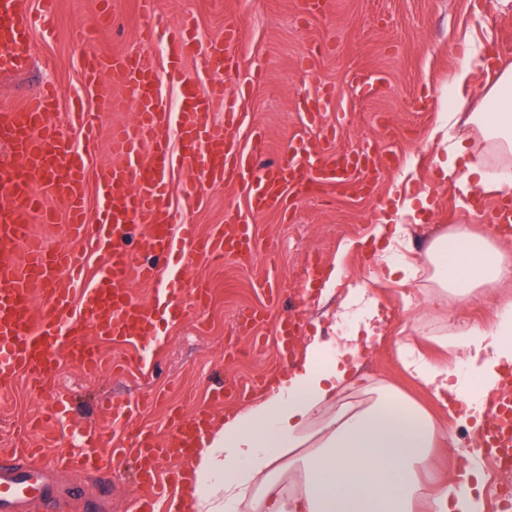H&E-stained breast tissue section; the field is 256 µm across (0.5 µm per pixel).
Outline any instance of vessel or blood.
Here are the masks:
<instances>
[{"mask_svg":"<svg viewBox=\"0 0 512 512\" xmlns=\"http://www.w3.org/2000/svg\"><path fill=\"white\" fill-rule=\"evenodd\" d=\"M34 27L26 0H0L1 73L27 69ZM240 43L236 26H225L222 37L202 43L186 23L169 31L163 68L134 54L88 56L83 69L88 87L102 90L107 80L114 79L134 94V121L112 128V150L120 161L110 166L92 164L95 113H72L70 124L80 133L76 143L55 124L59 101L55 86L42 87L22 106L0 108V142L9 145L16 157L11 169L0 171V190L7 195L0 203L1 387L20 377L43 386L65 361L97 370L100 348L82 339L88 329L132 346L140 368H148L160 338L158 310L178 319L208 305L210 293L204 287L187 296L178 288H159L150 301L131 295V287L158 281L165 269L141 261L124 247L128 229H138L145 252L177 254L178 265L167 269L174 276L199 256L221 259L230 254L248 267L256 257L249 214L284 209L289 198L309 186L344 184L356 171L375 179L381 176L383 164L367 152H330L336 130L324 122L334 96L328 88L306 99L304 124L318 129V138L298 137L290 142L284 161L258 167L253 151L241 147L233 135L244 120L242 105L252 93V80L222 97L199 91L196 78L185 71L187 58L194 56L199 60L196 77L221 79L239 69ZM166 78L182 90V103L173 117L160 93ZM216 112L224 115L220 132L209 122ZM170 125L178 142L174 148L164 135ZM177 166L198 171L186 186L188 196H201L208 185L237 187L247 196L248 215L204 235L196 225L173 223L168 183ZM91 185L97 192V216L92 222L86 214ZM49 197L58 202V210L46 207ZM60 213L68 236L103 255L96 270H89L84 254L49 248L32 233L33 218L50 224ZM142 407L136 399H113L107 413L122 431L108 446L95 426L72 429L58 422L55 438H70L72 447L54 461H44L38 448L10 449L8 462H0V512H41L49 505L61 512L71 491L59 484L56 475L77 467L107 473L133 464L139 488L137 512H155L161 500L185 493L187 473L181 461L192 454L209 409L203 406L191 415L175 417L169 435L161 440L152 430L133 428ZM499 413L489 439L506 456L512 454V405Z\"/></svg>","mask_w":512,"mask_h":512,"instance_id":"obj_1","label":"vessel or blood"}]
</instances>
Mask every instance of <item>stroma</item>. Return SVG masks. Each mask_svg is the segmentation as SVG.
I'll return each instance as SVG.
<instances>
[{
  "instance_id": "1",
  "label": "stroma",
  "mask_w": 512,
  "mask_h": 512,
  "mask_svg": "<svg viewBox=\"0 0 512 512\" xmlns=\"http://www.w3.org/2000/svg\"><path fill=\"white\" fill-rule=\"evenodd\" d=\"M303 0H158L155 22L159 30L178 26L192 17L197 36L210 40L224 34L225 23L237 24L243 33L241 71L224 76L226 91L243 81V71L259 66L261 78L244 103L245 124L235 136L249 145L252 128H260L266 150L260 165L279 160L289 142L307 135L302 101L318 88L328 87L336 99L325 114L336 128L339 150L375 148L414 159L412 172L395 168L385 172L373 192L360 181L346 186L329 185L317 195L299 197L287 210L255 215L254 231L261 246L257 262L248 268L234 258L220 261L196 259L175 282L183 289L205 282L211 291L204 312L160 327L162 340L152 372L130 367L123 374L102 371L92 374L81 367L61 364L46 386H30L18 379L0 390V449L33 447L38 433H24L26 424L38 421L41 411L56 396H68L72 417L104 425V409L111 398H148L137 422L158 436L170 429L172 411L194 413L205 405L215 381L253 386L261 397L263 385L289 371L294 362L283 357L273 342L278 322L288 309H296L302 321L301 338L332 336L333 316L348 289H363L375 298L383 321L380 343L358 359L361 375L369 382L391 384L432 414L444 408L402 369L398 343L417 342L431 360L448 358L449 350L437 341L439 333L461 324H489L495 319L490 298L449 303L447 309L430 313L427 299L434 290L428 277L408 284L389 279L382 259L385 240L373 230L389 201L392 188L403 198L428 192L435 207L415 226L409 248L423 258L428 244L455 226L488 231L495 194L481 197L482 212L470 215L459 203L453 183L442 176L443 153L428 139L441 94L471 46H493L499 61L512 63V0H323L320 13L310 15ZM30 10L51 18L49 27H37L31 41L32 67L15 76H0V106H17L46 83L62 92L57 106L61 127H68L72 94H81L87 108L99 115V149L96 161L114 163L112 125L133 119L123 103L128 97L121 84L112 95L99 97L85 89L82 62L91 53L138 54L161 64L160 42L140 39L146 19L139 0H28ZM362 70L381 79L369 97L353 93L350 77ZM387 114L392 126L377 134V116ZM192 174L174 169L169 184L173 221L197 225L201 232L226 224L246 206L244 193L235 187H208L201 205H194L182 192ZM319 257L324 270L343 262V287L327 288L316 283L303 290L302 278L308 258ZM275 281L281 303L265 307L263 285ZM265 307L266 317L254 331L239 325L243 310ZM64 482L80 489L84 497L109 496V512H132L137 494L131 469L108 475L71 471Z\"/></svg>"
}]
</instances>
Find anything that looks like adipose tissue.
Instances as JSON below:
<instances>
[{"label":"adipose tissue","instance_id":"1","mask_svg":"<svg viewBox=\"0 0 512 512\" xmlns=\"http://www.w3.org/2000/svg\"><path fill=\"white\" fill-rule=\"evenodd\" d=\"M482 72L488 91L463 96ZM450 88L448 109L429 132L443 148L445 177L466 196L476 186L512 193V65L494 69L486 53H475L462 61ZM463 119L474 137L457 136ZM407 232L401 224L374 229L375 236H389L387 267L401 282L431 266L438 289L430 310L477 293L497 300L491 325L454 333L447 363H431L408 343L398 348L405 368L432 389L446 417L382 383L368 388L365 400H343L361 347L380 337L377 301L349 291L334 315V337H311L289 375L215 420L191 461L188 512H483L482 473L450 477L436 449L449 427L480 426L485 397L512 366V250L460 226L437 237L421 264L401 249Z\"/></svg>","mask_w":512,"mask_h":512}]
</instances>
